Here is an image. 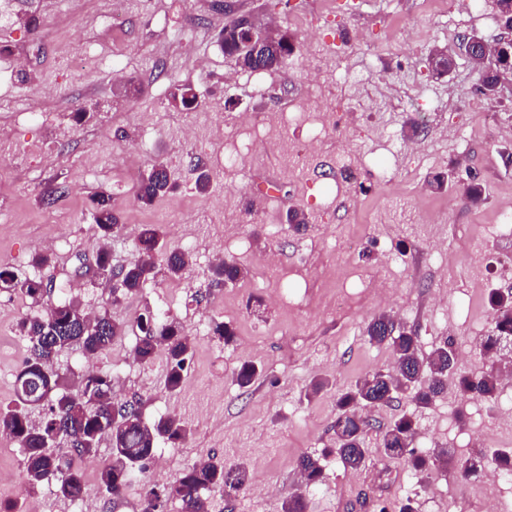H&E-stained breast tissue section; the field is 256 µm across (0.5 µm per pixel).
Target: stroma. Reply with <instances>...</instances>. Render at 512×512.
Segmentation results:
<instances>
[{
  "instance_id": "1",
  "label": "stroma",
  "mask_w": 512,
  "mask_h": 512,
  "mask_svg": "<svg viewBox=\"0 0 512 512\" xmlns=\"http://www.w3.org/2000/svg\"><path fill=\"white\" fill-rule=\"evenodd\" d=\"M464 2L123 0L116 18L112 0H10L0 47L29 67L0 76V129L10 135L0 143V266L41 278L85 309L109 310L118 322L175 297L172 313L194 345L181 392L165 390L164 359L129 360L131 332L87 366L121 378L123 400H144L145 419L165 412L188 423L190 437L166 445L169 475L197 461H242L277 489L213 494L211 512H281L300 482L298 459L332 445L337 390L394 363L390 349L367 341L378 314L412 329L425 353L450 337L464 341L459 372L489 367L476 347L492 331L487 293L512 288V250L498 243L497 218L512 201V95L480 94L478 71L462 58L448 75L432 71V50H453L466 33L501 31L496 0L474 14ZM233 15L277 22L295 47L287 64L237 66L216 40ZM184 84L196 90L197 108L173 100ZM132 85L140 94H129ZM30 105L67 113L71 135L26 114ZM331 111L346 118L333 134L318 119ZM241 112L252 123H235ZM155 163L167 166L176 188L146 207L135 189ZM197 166L211 176L208 193L195 189ZM450 169L476 173L482 203L471 204L459 181L442 191L429 186V176ZM53 187L62 197L43 203ZM100 192L122 224L106 242L91 216ZM292 210L308 215L306 230H291ZM145 224L163 226L166 248L191 241L189 266L181 279L159 277L107 306V291L84 271L104 246L113 265L134 261ZM44 240L54 243L52 262L39 267L33 258ZM216 246L245 269L244 279L214 280ZM30 311L28 300L0 291L3 405L27 356L16 324ZM203 317L230 325L233 341L197 335ZM244 361L260 371L246 391L232 375ZM316 377L329 385L306 399ZM409 407L402 399L371 409L366 468L326 455L323 484L305 492L308 512H378L377 503L393 508L412 495L401 462L380 454L377 436ZM496 409L452 388L417 411L419 438L448 451L428 490L414 495L418 512H495V491L474 492L460 463L477 438L494 450ZM108 458L104 443L82 462L90 512H131L142 484L116 501L101 493L96 477ZM21 469L18 445L0 438V500L42 498L46 512H69L45 488L29 494L10 481Z\"/></svg>"
}]
</instances>
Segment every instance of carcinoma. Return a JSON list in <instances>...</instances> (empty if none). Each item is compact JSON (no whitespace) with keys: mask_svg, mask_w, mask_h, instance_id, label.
Wrapping results in <instances>:
<instances>
[{"mask_svg":"<svg viewBox=\"0 0 512 512\" xmlns=\"http://www.w3.org/2000/svg\"><path fill=\"white\" fill-rule=\"evenodd\" d=\"M238 21L231 20L218 32V42L227 55L236 53L241 39ZM290 37L278 35L258 54L262 69L273 70L286 62L284 46ZM175 189L167 168L156 163L138 182L136 199L143 205ZM93 220L102 237L108 238L118 228V217L112 209L111 197L100 193L93 198ZM163 231L156 224L143 225L136 242L138 259L124 268L125 288L122 295L137 294L144 285L155 281L159 269L155 256L161 247ZM189 265L183 251L173 250L165 259V276L180 279ZM93 275L104 280L112 278V263L107 250L97 255ZM215 275L226 282H235L243 275L234 263L216 265ZM0 290L21 295L37 307L35 313L21 317L17 323L20 335L28 342V355L16 375L14 399L0 407V435L12 438L23 456V484L32 492L47 483L54 494L71 501L86 490L85 474L80 466L84 459L98 454L103 440H108L111 460L99 470V488L118 499L122 489L135 473L146 470L161 440L184 441L190 434L179 418L160 415L152 422L143 419L142 404L120 402L113 393L114 376L94 370L78 375V386L70 391V377L53 367L54 359L64 349L78 347L88 356H98L112 348L114 340L127 328L138 331L134 353L138 362L152 363L158 355L165 356L167 374L165 388L171 394L180 392L192 357V342L173 315L145 311L134 318L132 325L115 322L109 311L89 315L73 299L53 300L48 285L11 268H0ZM493 333L481 342L480 351L489 361L507 343H512V299L495 291L488 295ZM371 344L385 345L393 353L395 366L390 372L374 371L359 378L336 400V417L332 424L334 447L324 454H336L344 466L360 469L369 456L365 438L368 421L360 415L367 407L388 404L399 397L407 398L418 408L430 407L435 398L448 389V375L455 366L456 343L449 338L429 353L421 352L414 332L381 314L367 326ZM258 375L249 362L233 371L237 386L248 390ZM500 376L495 365L478 377L459 375L454 386L462 393L480 397L493 396ZM48 407L41 421L30 419L31 411ZM416 427L413 415L404 413L385 427L380 434L381 453L401 461L420 474L421 488L443 462L447 451L424 458L411 448ZM509 465L508 456L498 451H479L463 460L462 473L476 464ZM305 487L319 486L325 473L319 456H304L298 462ZM251 483L247 467L242 463L216 465L192 464L184 468L162 489L144 482L140 512H165L168 502L176 500L181 512H209V496H227L245 490ZM303 493L293 492L283 499L281 512H306Z\"/></svg>","mask_w":512,"mask_h":512,"instance_id":"obj_1","label":"carcinoma"}]
</instances>
